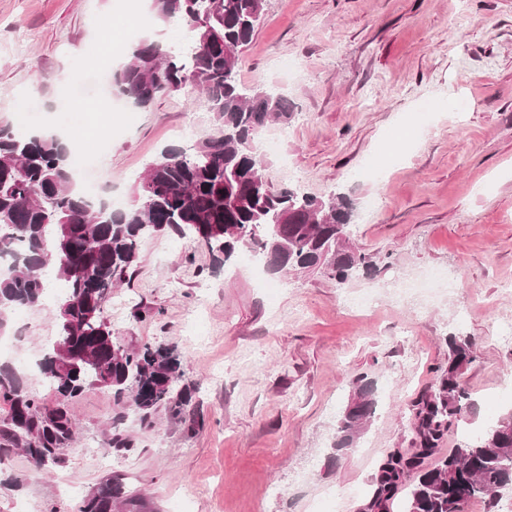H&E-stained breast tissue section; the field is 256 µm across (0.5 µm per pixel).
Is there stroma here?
Segmentation results:
<instances>
[{"instance_id":"35a3bbf8","label":"stroma","mask_w":512,"mask_h":512,"mask_svg":"<svg viewBox=\"0 0 512 512\" xmlns=\"http://www.w3.org/2000/svg\"><path fill=\"white\" fill-rule=\"evenodd\" d=\"M130 0H0V116L18 137L26 94L90 157L101 184L130 203L139 176L171 146L213 128L189 93L147 109L98 115L95 131L64 123L108 88L127 58H107L102 37L125 47L149 36ZM300 61L289 71L283 61ZM97 84L74 96L71 70ZM237 77L287 94L293 117L273 125L279 153L264 154L273 187L355 202L348 229L370 272L343 285L317 272L270 275L260 287L240 250L225 265L192 238L144 236L139 261L105 304L116 343L179 352L196 390L195 427L158 411L153 427L125 413L112 391L68 401L73 447L49 471L0 448V512H73L68 486L90 495L108 481L137 491L153 512H360L389 451L413 447L412 403L448 366V338L473 339L463 380L475 404L446 433L440 454L512 409V0H265ZM411 142L397 143V128ZM370 165L382 179L362 177ZM440 273L455 291L402 302L401 283ZM377 306L349 304L367 291ZM53 304L11 318L15 354L41 357L56 335ZM376 384L377 410L356 444L335 434L353 381ZM134 442L109 468L82 448L111 428Z\"/></svg>"}]
</instances>
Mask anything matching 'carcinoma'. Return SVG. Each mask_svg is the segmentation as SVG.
<instances>
[{"instance_id": "obj_1", "label": "carcinoma", "mask_w": 512, "mask_h": 512, "mask_svg": "<svg viewBox=\"0 0 512 512\" xmlns=\"http://www.w3.org/2000/svg\"><path fill=\"white\" fill-rule=\"evenodd\" d=\"M150 9L159 22H183L190 54L184 57L173 47L166 52L147 37L112 75V91L140 108L165 91L199 92L213 115V132L188 150L166 148L141 175L131 205L94 206L74 188L72 144L55 135L20 139L9 121H0V260L11 264L0 276V333L12 312L41 306L50 284L47 272L53 271L66 311L54 310L57 335L43 352L40 373L63 397L91 386L111 390L148 428L161 408L184 420L191 393L175 349H125L114 342L104 315L105 296L138 263L142 236L171 230L193 236L226 261L248 249L272 274L318 271L338 283L370 267L365 254L349 244L351 199L274 190L263 174L256 137L293 115L284 94L237 81L264 0H151ZM144 197L152 199L148 208ZM473 360L470 337H448V368L436 392L413 403L416 447L380 461L362 512H387L410 474L415 481L406 512H458L460 499L480 497L493 509L503 491L512 489V413L429 463L445 433L472 406L462 372ZM0 401L9 405L0 448L22 449L36 468L57 463L74 442L69 408L43 406L8 367H0ZM375 405L374 382L357 377L337 427L336 450L353 446ZM106 445L128 451L133 441L116 429ZM123 502L135 498L109 482L82 498L74 512H114Z\"/></svg>"}]
</instances>
